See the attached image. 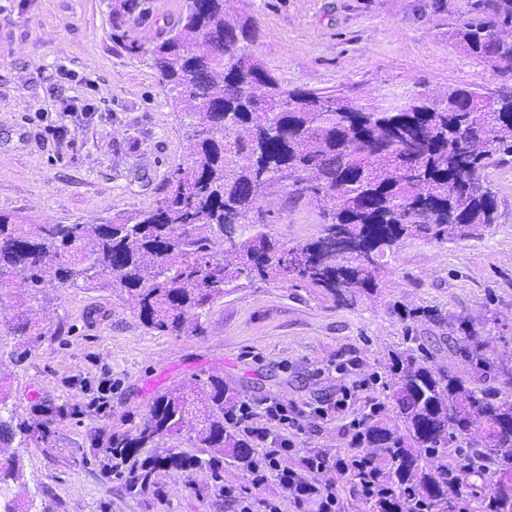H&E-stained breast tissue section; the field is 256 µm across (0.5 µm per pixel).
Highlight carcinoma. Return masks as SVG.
I'll return each mask as SVG.
<instances>
[{
	"label": "carcinoma",
	"mask_w": 512,
	"mask_h": 512,
	"mask_svg": "<svg viewBox=\"0 0 512 512\" xmlns=\"http://www.w3.org/2000/svg\"><path fill=\"white\" fill-rule=\"evenodd\" d=\"M144 0H110L112 37L128 40L126 25ZM226 0H185L175 19L147 42L125 49L156 71L161 82L194 102L199 123L194 150L174 174L172 192L156 206L97 224H35L0 213V290L18 279V313L7 330L24 360L46 336H61L38 317L52 288L110 289L124 295L142 324L169 336H198L204 309L229 286L256 280H294L352 306L374 292L381 258L408 237L463 240L497 219V195L484 171L496 156L512 155V94L494 99L483 86L448 88L440 102L424 95L383 107L304 87L289 88L252 52L259 38L249 15L228 18ZM512 0H468L466 18L448 39L499 78H512ZM279 188L314 204L325 231L345 233L377 259L350 255L300 267L296 255L313 239L285 247L260 219L261 201ZM236 224V243L224 250V225ZM448 357L471 372L434 369L409 349L392 359L390 398L396 423L375 404L358 424L350 447L370 448V469L395 497L417 498L428 512H512V362L489 353L467 320L450 326ZM235 391L210 375L191 389L154 400L136 433H111L102 446L129 458L140 448L167 447L125 475L145 490L158 470L191 471L223 490L224 454L241 462L252 447L230 427ZM70 415L48 405L35 418L0 414V448H59L56 424ZM479 448H457L464 467L448 474V445L468 432ZM188 443L190 450L182 449ZM21 457L0 455V490L23 478Z\"/></svg>",
	"instance_id": "1"
}]
</instances>
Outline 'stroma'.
<instances>
[{"instance_id":"35a3bbf8","label":"stroma","mask_w":512,"mask_h":512,"mask_svg":"<svg viewBox=\"0 0 512 512\" xmlns=\"http://www.w3.org/2000/svg\"><path fill=\"white\" fill-rule=\"evenodd\" d=\"M438 15L431 0H229L261 29L255 54L288 87L400 101L453 85L495 86L489 67L448 40L467 0ZM187 98L173 99L153 69L112 37L109 0H0V212L39 224L93 223L154 207L190 157ZM498 220L482 235L438 243L404 240L383 283L354 307L292 283L232 288L202 318V335L148 330L119 292L55 288L43 340L21 363L6 325L14 299L0 295V379L22 418L36 404L78 407L62 448L21 449L24 478L7 490L24 512H234L212 481L160 470L131 492L129 465L94 439L134 432L169 388L222 376L240 398L276 399L298 414L299 451H348L353 422L388 404L391 359L449 321L474 325L495 355L512 358V156L487 170ZM263 221L287 246L319 236L307 201L267 197ZM437 310L442 320L403 312Z\"/></svg>"}]
</instances>
